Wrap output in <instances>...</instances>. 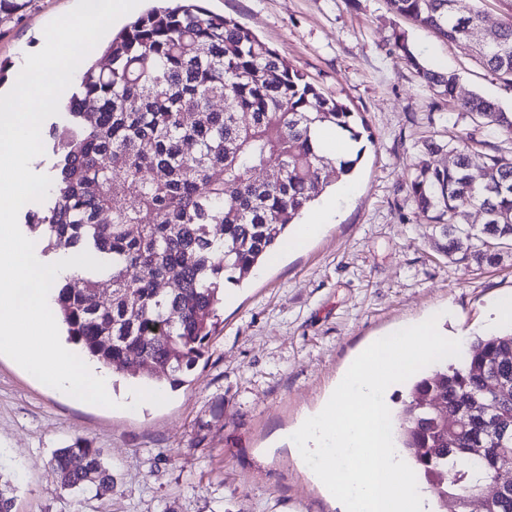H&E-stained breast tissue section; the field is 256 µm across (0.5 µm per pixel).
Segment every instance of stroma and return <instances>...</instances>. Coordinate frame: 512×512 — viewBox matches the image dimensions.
I'll return each instance as SVG.
<instances>
[{
	"label": "stroma",
	"instance_id": "1",
	"mask_svg": "<svg viewBox=\"0 0 512 512\" xmlns=\"http://www.w3.org/2000/svg\"><path fill=\"white\" fill-rule=\"evenodd\" d=\"M76 0H32L0 26V64L21 63L45 26ZM292 61L369 127L340 214L301 252L266 263L224 305L205 351L169 386L167 404L129 414L64 399L0 355V474L15 512H340L278 434L315 408L357 350L443 308L453 331L490 329L489 309L512 295V255L466 266L439 251L435 228L399 187L423 137L447 144L475 132L500 138L421 84L394 50L405 32L421 63L512 111V88L482 69L468 43H450L391 13L386 0H206ZM85 440L102 450L113 483L98 495L64 490L49 461Z\"/></svg>",
	"mask_w": 512,
	"mask_h": 512
}]
</instances>
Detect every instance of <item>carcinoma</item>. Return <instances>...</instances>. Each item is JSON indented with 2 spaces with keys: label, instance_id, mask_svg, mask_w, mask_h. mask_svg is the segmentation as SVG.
<instances>
[{
  "label": "carcinoma",
  "instance_id": "obj_1",
  "mask_svg": "<svg viewBox=\"0 0 512 512\" xmlns=\"http://www.w3.org/2000/svg\"><path fill=\"white\" fill-rule=\"evenodd\" d=\"M201 2L174 0L138 17L107 47L108 69L80 72V91L49 131L60 154L54 187L28 215L45 250L86 251L107 264L103 277L78 268L57 286L69 340L112 375L146 385L173 383L193 366L218 323L225 284H240L310 203L354 171L363 149L329 160L314 148V128L332 125L355 142L367 129L249 29ZM452 2L387 0L445 41L472 39L480 12L471 0L459 9ZM394 48L436 95L512 142V112L460 94L458 76L421 65L405 34ZM474 51L512 87V18L475 40ZM215 98L227 101L224 109L213 108ZM480 144L470 133L458 137L448 143V164L421 163L402 184L438 228V248L479 267L498 264L512 247V150L481 153ZM116 197L124 204L114 210ZM473 208L485 212L480 229L469 224ZM105 211L109 224L99 222ZM131 268L139 271L132 278ZM104 283L112 285L106 303L97 292ZM438 407L450 424L471 413L470 426L445 430ZM486 417L508 434L486 433ZM394 441L413 458L436 512H448L450 500L457 512H512V496L483 494L495 474L492 450L512 448V328L477 336L455 362L417 374ZM51 470L66 490L112 486L101 450L82 440L55 450ZM14 491L0 477V512H13Z\"/></svg>",
  "mask_w": 512,
  "mask_h": 512
}]
</instances>
